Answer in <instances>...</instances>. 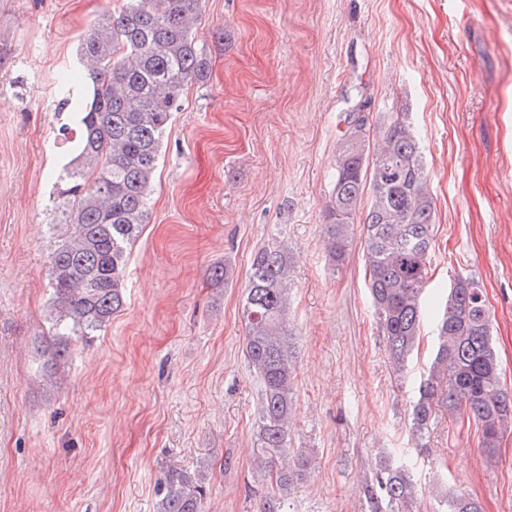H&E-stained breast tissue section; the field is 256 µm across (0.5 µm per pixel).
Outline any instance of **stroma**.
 Listing matches in <instances>:
<instances>
[{"mask_svg": "<svg viewBox=\"0 0 512 512\" xmlns=\"http://www.w3.org/2000/svg\"><path fill=\"white\" fill-rule=\"evenodd\" d=\"M121 0H0V512H155L160 470L204 471L206 512H259V379L243 354L252 254L293 246L291 445L312 469L292 512H365L355 490L382 456L409 460L413 512H440L438 482L512 512V434L494 458L475 426L440 415L430 449L408 436L435 318L392 372L360 240L332 266L324 206L352 117L405 112L433 196L426 301L479 280L512 389V0H202L206 80L166 132L150 216L127 265L125 304L72 340L53 383L39 371L50 325L53 170L62 157L56 78ZM230 264L223 287L209 277Z\"/></svg>", "mask_w": 512, "mask_h": 512, "instance_id": "35a3bbf8", "label": "stroma"}]
</instances>
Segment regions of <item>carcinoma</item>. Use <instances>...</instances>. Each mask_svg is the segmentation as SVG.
<instances>
[{
	"instance_id": "carcinoma-1",
	"label": "carcinoma",
	"mask_w": 512,
	"mask_h": 512,
	"mask_svg": "<svg viewBox=\"0 0 512 512\" xmlns=\"http://www.w3.org/2000/svg\"><path fill=\"white\" fill-rule=\"evenodd\" d=\"M202 0H125L122 8L80 42L79 68L90 80L74 95L67 79L58 93L70 108L62 124L67 149L55 173L61 198L58 235L48 255L52 323L47 378L56 374L72 338L103 331L124 305L132 246L149 215V196L172 114L185 90L206 79L208 62L197 47ZM380 148L368 160L370 129L355 117L336 153L333 188L324 207L327 249L340 264L353 240L364 191L370 203L361 229L367 288L387 340L391 369L402 375L418 345L422 295L429 269L433 198L417 136L404 112L378 125ZM285 241L259 248L250 260L243 301L244 354L262 384L254 447L268 492L261 512H288L289 495L311 469L309 454L289 448L295 404V356L289 329ZM229 264L215 265L216 285L233 280ZM475 424L488 458L512 430V390L501 382L483 290L458 277L437 323L436 350L411 406L409 435L429 447L438 412ZM156 512H204L206 475L178 465L162 468ZM369 512H410L417 486L409 467L382 457L359 487ZM447 512H483L470 494L447 491Z\"/></svg>"
}]
</instances>
